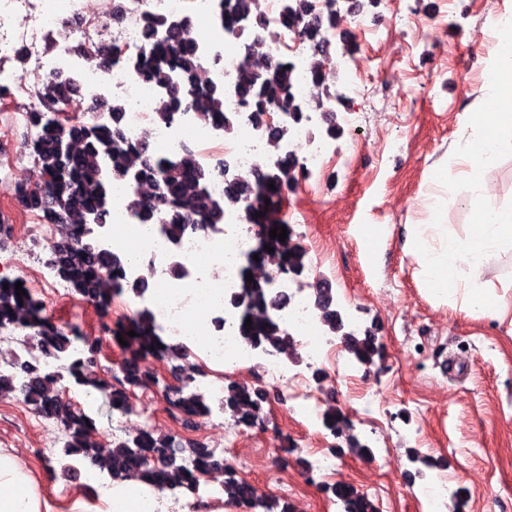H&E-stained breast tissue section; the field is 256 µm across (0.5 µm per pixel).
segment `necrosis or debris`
<instances>
[{
	"label": "necrosis or debris",
	"mask_w": 512,
	"mask_h": 512,
	"mask_svg": "<svg viewBox=\"0 0 512 512\" xmlns=\"http://www.w3.org/2000/svg\"><path fill=\"white\" fill-rule=\"evenodd\" d=\"M92 2L53 0L48 6L41 0H0V60L21 54L32 61L38 74L53 70L74 74L80 87L89 91L95 102L123 100L126 109L122 132L128 141L135 143L143 136H150L156 151L171 157L190 145L201 164L224 167V178L208 185L212 195H223L225 179L259 173L260 160L267 156L268 150L263 131L249 121L248 112L240 106L236 95L242 69L247 66L261 69L269 58H282L294 69L293 94L306 99L311 87L309 44L298 30L281 25L287 0H263L267 26L276 30L277 40L272 45L258 47L249 56L239 48L238 36L225 32L218 21L219 0H151L156 14L170 18L187 14L192 20L207 23L208 34L200 42L206 58L201 79L224 88V109L236 115L240 127L239 135L230 140L195 110L171 123H157L155 103L159 91L138 80L132 69L133 61L144 48L141 13L136 8L138 0H123L127 19L117 26L112 23L113 0H108L100 11L93 9ZM97 38L120 45L121 60L106 64L94 56L77 53L79 43ZM320 119V110L310 111L307 123L291 129L282 144L283 151L299 156L307 180L321 176L330 161L328 144L312 133ZM138 189V184H128L113 195L112 221L101 228L100 245L114 248L120 231L140 238L143 257L126 268L128 279L135 280L149 273L159 282L167 283L176 277L171 267L178 263L184 270L176 278L180 279L188 298H196L206 288L217 289V298L195 310L193 315L194 320L203 323L210 338L206 358L218 360L225 349L241 353L246 361L260 362L270 386L287 387L290 412L314 431H321L322 414L313 400L309 369L328 370L338 379L350 381L356 378L360 367L336 336L323 329L312 296L289 276L272 283L273 288L290 298L276 318L290 336L300 337V346L305 350L304 366L288 361L273 347L256 348L245 343L236 333L235 315L227 306L232 295L244 290L240 270L254 246L250 234L237 230V212H229L221 225L189 232L175 242L162 232L160 225L140 223L129 208L128 198ZM199 257L213 261L211 271L190 268V261Z\"/></svg>",
	"instance_id": "obj_1"
}]
</instances>
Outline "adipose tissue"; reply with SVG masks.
Returning <instances> with one entry per match:
<instances>
[{"instance_id": "1", "label": "adipose tissue", "mask_w": 512, "mask_h": 512, "mask_svg": "<svg viewBox=\"0 0 512 512\" xmlns=\"http://www.w3.org/2000/svg\"><path fill=\"white\" fill-rule=\"evenodd\" d=\"M491 35L494 47L479 104L467 117L466 141L456 155L462 176L474 189L465 204L477 215L478 229L461 236L437 222L449 205L440 192L446 174L438 167L431 175L437 190L428 203L433 219L409 225L405 250L424 285L438 286L439 299L459 295L467 311L503 322L512 317V281L494 288L484 268L493 252L512 249V207L488 208L484 194L490 168L503 155L512 156V8L495 19ZM169 506L165 492L132 478L112 482L103 496L75 502L70 512H168ZM0 512H53L25 461L13 453L0 452Z\"/></svg>"}]
</instances>
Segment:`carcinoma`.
<instances>
[{
  "instance_id": "cac0c4a2",
  "label": "carcinoma",
  "mask_w": 512,
  "mask_h": 512,
  "mask_svg": "<svg viewBox=\"0 0 512 512\" xmlns=\"http://www.w3.org/2000/svg\"><path fill=\"white\" fill-rule=\"evenodd\" d=\"M220 5V21L230 33L238 31V24L248 19L254 27L264 25L260 0H220ZM144 20L146 35H152L156 27L164 32L163 38L153 42L134 63L139 78L161 90L156 104L160 119L171 122L179 113L202 102L204 116L215 127L226 133L234 132L236 126L224 112V89L219 85L199 86L200 51L182 37L189 19L165 20L146 13ZM341 21L340 14L331 8L319 16L312 0H292L284 16L286 24L300 28L303 38L313 43L336 29ZM293 81V69L282 60L262 72L242 71L238 95L248 108L253 125L267 127L268 114L275 108L288 113L296 123L306 121L310 105L291 94ZM75 84L73 79L64 85L59 75H51L41 90L45 111L28 113L29 124L38 130L31 141V156L41 174L52 177L50 196L36 208L45 224H72L77 228L72 237L50 247L46 265L74 294L105 308L116 294L147 290L142 282L123 285V274L129 265L127 258L99 248L95 227L108 223L116 181L146 180L159 184L161 193L156 198L134 195L129 203L142 223L161 225L174 240L191 229L222 223L227 209L244 208L248 223L264 227L254 250L258 259H248L242 270L244 275L261 265L286 266L297 276L307 270L306 250L302 246L290 237L283 242L270 238L274 221L269 214L279 206L283 195L295 190L303 171L298 159L281 150L288 129L270 130L269 145L276 152L271 171L254 182L232 181L224 196L216 198L206 192L205 186L224 175V170L198 166L187 149L177 158L150 160L147 141L131 144L123 137L120 127L124 103L119 100L107 103L108 120L104 123L78 122L70 131L48 118L47 113L55 111L59 100L66 97L64 88ZM336 116L335 112L322 113L323 134L331 139L344 133ZM271 183L275 186L273 190L269 188ZM268 246L273 252L266 250ZM17 282V278L0 277V330L23 333V347L32 346L51 354L63 364V369L52 373L14 352L8 361L9 369L0 372V393H18L39 417L61 427L64 440L62 455L57 458L61 470L77 473L83 468H95L112 480L135 473L145 483L170 491L178 498H199L201 477L224 463L214 450L202 443L187 446L178 435L158 434L148 426L136 429L126 439L97 444L91 433L96 427L95 419L63 396L66 383L91 387L104 395L112 412L123 414L129 404V388H148L158 383L153 373L140 368L141 362L152 357L167 364L176 362L172 370L179 374L181 385L169 398L174 418L186 425L195 417H207L213 413V403L195 385L194 372L180 364L185 356L182 345L160 336L152 312L140 309L119 327L106 326L109 333L121 335L133 349L124 360L122 377L99 378L95 370L98 346L88 343L78 327H60L51 321L27 286H22L27 295L17 296ZM286 301L287 297L269 291L266 280L255 276L246 283L245 294L233 297L231 305L239 311L238 332L245 342L262 347L274 340L280 353L295 360L298 355L288 349L285 330L265 314L267 309L279 308ZM322 307L327 331L342 337L355 362L368 368L374 366L382 356L375 330L367 328L363 334H357L346 310L336 305L330 288L322 293ZM248 318L249 326L245 325ZM130 331L135 336H129ZM260 409L250 389L238 384L224 388L222 412L236 424L255 425ZM323 424L332 432L348 427L343 412L334 407L323 413ZM223 492L226 502L243 507L246 512H289L286 501L258 494L246 479L233 472L224 480ZM332 495L345 512H378L375 503L350 484L335 485Z\"/></svg>"
}]
</instances>
